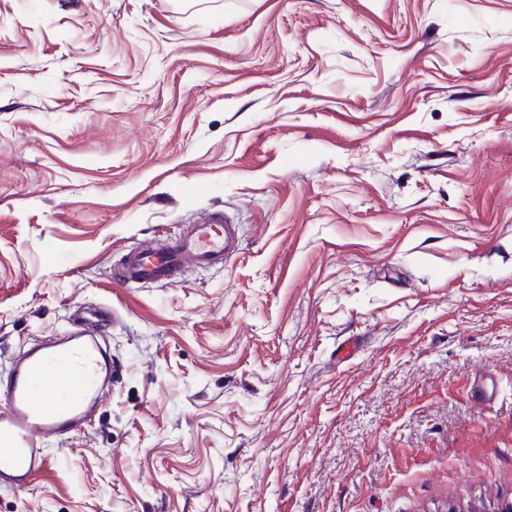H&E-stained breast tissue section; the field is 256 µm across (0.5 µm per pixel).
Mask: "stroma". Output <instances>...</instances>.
I'll return each instance as SVG.
<instances>
[{
	"label": "stroma",
	"mask_w": 512,
	"mask_h": 512,
	"mask_svg": "<svg viewBox=\"0 0 512 512\" xmlns=\"http://www.w3.org/2000/svg\"><path fill=\"white\" fill-rule=\"evenodd\" d=\"M215 211L223 264L121 282ZM92 322L0 512L512 497V0H0V381Z\"/></svg>",
	"instance_id": "1"
}]
</instances>
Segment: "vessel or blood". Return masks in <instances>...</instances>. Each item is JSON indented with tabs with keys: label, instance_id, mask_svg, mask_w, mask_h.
Instances as JSON below:
<instances>
[{
	"label": "vessel or blood",
	"instance_id": "vessel-or-blood-1",
	"mask_svg": "<svg viewBox=\"0 0 512 512\" xmlns=\"http://www.w3.org/2000/svg\"><path fill=\"white\" fill-rule=\"evenodd\" d=\"M236 241L223 213L210 214L173 242L131 251L123 282L174 279L188 263L223 264ZM97 344L58 345L20 358L0 388V489L21 491L46 464V444L73 431L96 399Z\"/></svg>",
	"mask_w": 512,
	"mask_h": 512
}]
</instances>
